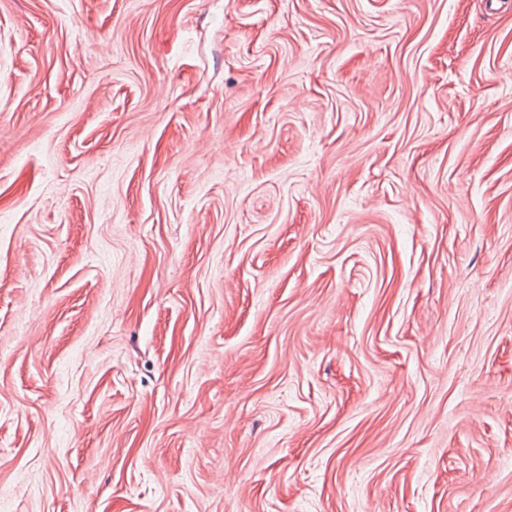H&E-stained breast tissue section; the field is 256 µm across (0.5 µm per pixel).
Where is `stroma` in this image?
<instances>
[{"label":"stroma","mask_w":512,"mask_h":512,"mask_svg":"<svg viewBox=\"0 0 512 512\" xmlns=\"http://www.w3.org/2000/svg\"><path fill=\"white\" fill-rule=\"evenodd\" d=\"M0 512H512V0H0Z\"/></svg>","instance_id":"1"}]
</instances>
